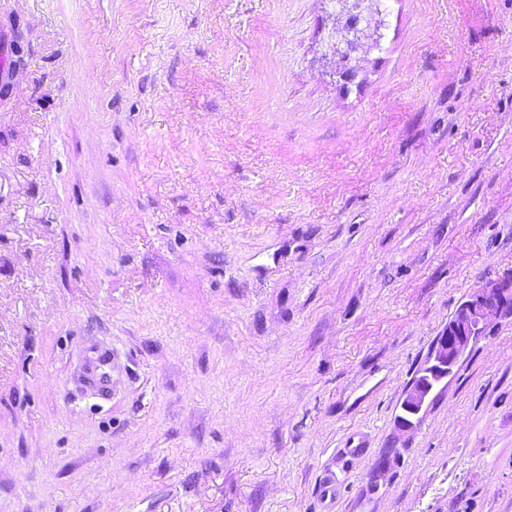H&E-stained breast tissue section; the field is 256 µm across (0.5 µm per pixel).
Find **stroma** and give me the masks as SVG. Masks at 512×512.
Returning a JSON list of instances; mask_svg holds the SVG:
<instances>
[{"label": "stroma", "mask_w": 512, "mask_h": 512, "mask_svg": "<svg viewBox=\"0 0 512 512\" xmlns=\"http://www.w3.org/2000/svg\"><path fill=\"white\" fill-rule=\"evenodd\" d=\"M336 7L0 0V512H512V321L390 452L512 268V0H394L348 85ZM493 320H512V269L472 292L435 337L395 418L399 438L417 430L430 404L448 387L470 346Z\"/></svg>", "instance_id": "35a3bbf8"}]
</instances>
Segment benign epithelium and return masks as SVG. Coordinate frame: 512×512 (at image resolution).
Returning <instances> with one entry per match:
<instances>
[{
	"instance_id": "7a95c632",
	"label": "benign epithelium",
	"mask_w": 512,
	"mask_h": 512,
	"mask_svg": "<svg viewBox=\"0 0 512 512\" xmlns=\"http://www.w3.org/2000/svg\"><path fill=\"white\" fill-rule=\"evenodd\" d=\"M349 6L330 13L326 20L335 32L344 31L352 38L336 39L326 47L321 60L335 66L336 73L346 83L357 77L350 64L355 41L369 38L375 28V18L367 13L359 0H345ZM494 320H512V269L494 280L485 282L461 302L448 325L433 340L426 360L406 389L395 418L400 437L413 434L420 426L431 403L448 387L470 346L483 336Z\"/></svg>"
}]
</instances>
